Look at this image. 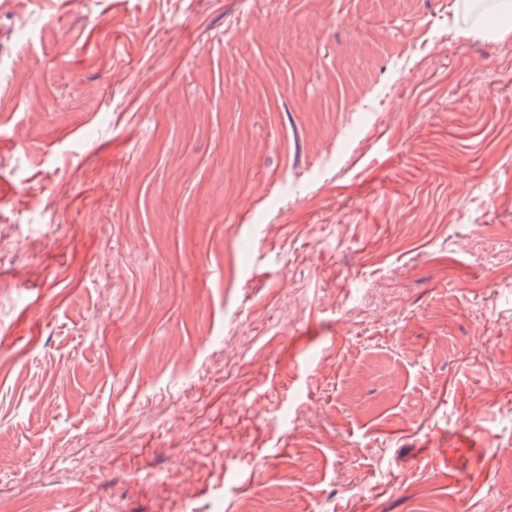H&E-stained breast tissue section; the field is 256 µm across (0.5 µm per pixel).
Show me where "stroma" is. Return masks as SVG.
I'll use <instances>...</instances> for the list:
<instances>
[{
	"mask_svg": "<svg viewBox=\"0 0 512 512\" xmlns=\"http://www.w3.org/2000/svg\"><path fill=\"white\" fill-rule=\"evenodd\" d=\"M495 26L0 0V500L512 512Z\"/></svg>",
	"mask_w": 512,
	"mask_h": 512,
	"instance_id": "obj_1",
	"label": "stroma"
}]
</instances>
